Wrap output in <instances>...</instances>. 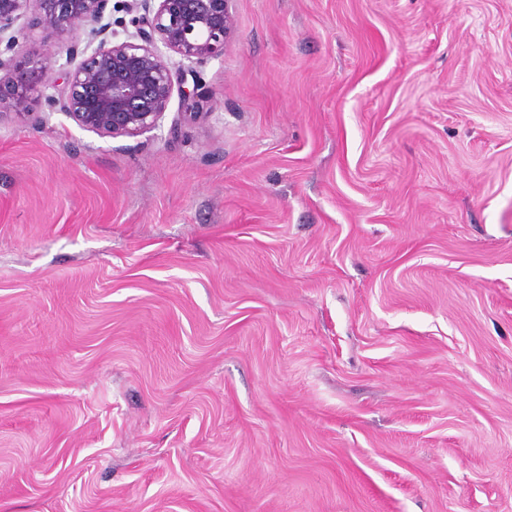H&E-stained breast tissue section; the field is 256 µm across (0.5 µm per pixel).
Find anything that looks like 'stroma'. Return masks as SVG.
Here are the masks:
<instances>
[{
    "instance_id": "1",
    "label": "stroma",
    "mask_w": 512,
    "mask_h": 512,
    "mask_svg": "<svg viewBox=\"0 0 512 512\" xmlns=\"http://www.w3.org/2000/svg\"><path fill=\"white\" fill-rule=\"evenodd\" d=\"M210 111L0 117V512H512V0H233Z\"/></svg>"
}]
</instances>
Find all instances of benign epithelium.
Segmentation results:
<instances>
[{"mask_svg": "<svg viewBox=\"0 0 512 512\" xmlns=\"http://www.w3.org/2000/svg\"><path fill=\"white\" fill-rule=\"evenodd\" d=\"M110 0H0V116L34 115L33 94L80 129L101 137L135 138L158 129L178 95V113L195 117L207 108L198 77L187 87L178 56L202 64L224 58L235 29L232 0H127L134 32L122 40L104 22ZM33 15L43 50L19 53ZM85 28L84 47H69L74 65L55 68L56 40Z\"/></svg>", "mask_w": 512, "mask_h": 512, "instance_id": "7a95c632", "label": "benign epithelium"}]
</instances>
